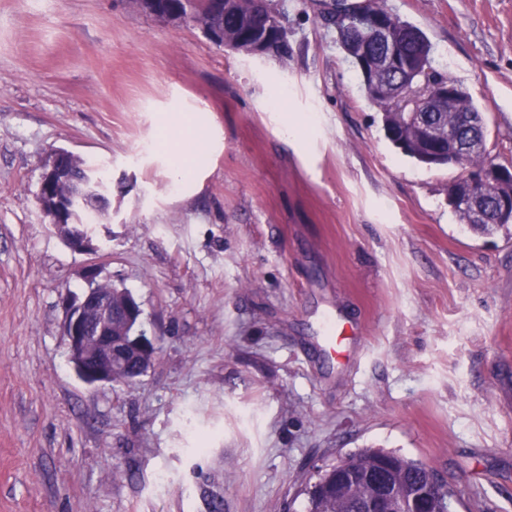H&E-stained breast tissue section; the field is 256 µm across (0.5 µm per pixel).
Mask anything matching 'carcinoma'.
<instances>
[{
    "label": "carcinoma",
    "instance_id": "cac0c4a2",
    "mask_svg": "<svg viewBox=\"0 0 512 512\" xmlns=\"http://www.w3.org/2000/svg\"><path fill=\"white\" fill-rule=\"evenodd\" d=\"M196 13V22L204 29L211 26L224 28V41L239 52L249 51V32L260 15L278 17L277 12L268 5L255 0H238L235 11L226 15H213L209 0H189ZM355 18L333 20L338 41L346 55H380L383 49L379 45L367 43L350 33ZM399 36V65L391 69H378L366 79V96L382 110L383 123L389 139L406 154L421 164H427L426 151L419 144L418 128L410 115L412 96L415 89L425 90L433 83H443L448 78L436 72L431 66V45L425 34L416 26L397 20ZM474 112L478 121L464 134L469 142L468 151L462 167L467 175L473 176L483 171L491 161L485 155L484 142L486 126L483 115L477 111L470 97L463 91L454 106L441 100L435 112L440 135L443 138L441 150L448 153V130L457 123L460 112ZM71 183L59 188L60 193L76 191L86 183L95 190H104L109 181L106 171L92 163L71 162ZM494 199L483 200L484 216L479 220L471 218L470 207L460 204L453 206L459 220L476 236H489L509 226V222L497 218L493 209ZM348 469L371 477L373 482L394 483L401 496L409 498L427 478L431 469L425 464L393 450L383 448H362L346 454L339 459ZM372 482L358 483L354 488L338 495L333 484V475L324 469L318 479L306 490L307 512H361V502L370 492Z\"/></svg>",
    "mask_w": 512,
    "mask_h": 512
}]
</instances>
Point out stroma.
Returning <instances> with one entry per match:
<instances>
[{"label": "stroma", "mask_w": 512, "mask_h": 512, "mask_svg": "<svg viewBox=\"0 0 512 512\" xmlns=\"http://www.w3.org/2000/svg\"><path fill=\"white\" fill-rule=\"evenodd\" d=\"M270 4L284 59L134 0H0V512H305L318 470L370 447L431 468L451 512H512V233L473 235L461 168L388 140L336 0ZM383 5L512 166V0ZM164 112L214 128L200 185L173 184ZM57 149L107 163L98 255L41 213ZM95 261L155 340L133 383L68 361L63 299Z\"/></svg>", "instance_id": "stroma-1"}]
</instances>
